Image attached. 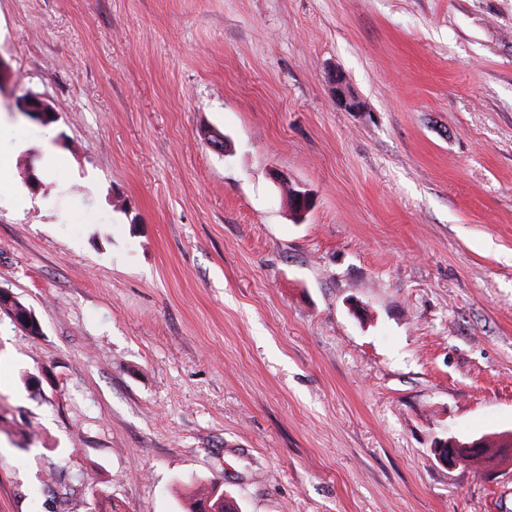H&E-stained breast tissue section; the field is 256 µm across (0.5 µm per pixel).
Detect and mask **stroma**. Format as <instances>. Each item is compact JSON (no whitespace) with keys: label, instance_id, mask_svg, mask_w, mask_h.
Here are the masks:
<instances>
[{"label":"stroma","instance_id":"stroma-1","mask_svg":"<svg viewBox=\"0 0 512 512\" xmlns=\"http://www.w3.org/2000/svg\"><path fill=\"white\" fill-rule=\"evenodd\" d=\"M0 59V512H512L433 452L512 433V0H0ZM1 290H2L4 296L9 297V299H10L9 304H10V302L12 301L13 298H15V296L8 290H3V289H1ZM7 303H8V298H2L0 296V310L2 309V307L7 306ZM14 305L17 306V303H15L14 301L11 302L10 306L13 307ZM10 306H7V307L9 309V315L14 322L11 320L9 315H7V317L11 320V322L13 324H16L17 326L21 327L25 331H28V330H30L31 323L33 322L36 324V328L38 330H41V325L32 309L30 310L27 308H25V309L23 308V311H24L23 315L20 318H17L16 312H14L10 308ZM223 482H213L207 493L196 499L191 512H235L233 504L224 497Z\"/></svg>","mask_w":512,"mask_h":512}]
</instances>
